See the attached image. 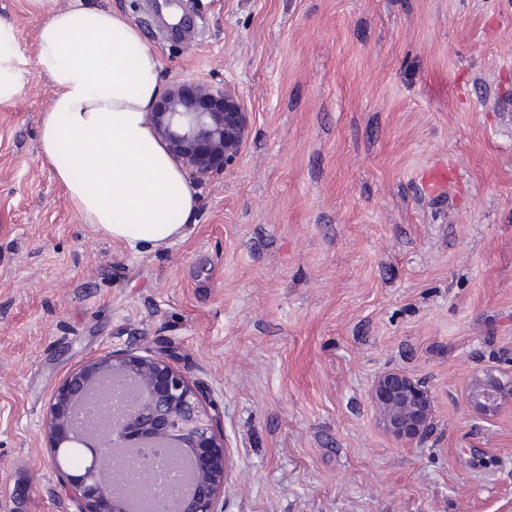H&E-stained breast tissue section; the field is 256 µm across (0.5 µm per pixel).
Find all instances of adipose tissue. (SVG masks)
<instances>
[{"label": "adipose tissue", "instance_id": "1", "mask_svg": "<svg viewBox=\"0 0 512 512\" xmlns=\"http://www.w3.org/2000/svg\"><path fill=\"white\" fill-rule=\"evenodd\" d=\"M27 2L45 21L32 58L0 23V107L24 94L33 72L47 75L54 97L41 151L75 211L137 252L184 239L198 190L149 121L163 92L156 52L129 19L95 0Z\"/></svg>", "mask_w": 512, "mask_h": 512}]
</instances>
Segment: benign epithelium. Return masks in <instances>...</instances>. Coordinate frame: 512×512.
Segmentation results:
<instances>
[{
	"instance_id": "obj_1",
	"label": "benign epithelium",
	"mask_w": 512,
	"mask_h": 512,
	"mask_svg": "<svg viewBox=\"0 0 512 512\" xmlns=\"http://www.w3.org/2000/svg\"><path fill=\"white\" fill-rule=\"evenodd\" d=\"M149 118L168 152L197 177L222 170L237 157L249 123L235 94L203 82L172 85ZM104 377L128 383L135 395L109 411L119 414L121 422L90 445L88 468L68 472L60 453L71 439L87 388ZM372 398L382 426L400 441L418 439L430 425L431 396L404 371L381 374ZM511 399L512 388L486 379L475 380L469 394L472 408L482 416ZM222 418L220 406L205 402L203 391L185 372L161 357L123 351L91 358L70 372L53 395L43 429L50 462L69 492L73 512H126L124 489L106 491L98 473L124 449L147 442L163 446L170 434L180 437L181 447L195 461L192 488L172 503L170 512H218L227 477Z\"/></svg>"
}]
</instances>
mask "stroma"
<instances>
[{"label":"stroma","instance_id":"stroma-1","mask_svg":"<svg viewBox=\"0 0 512 512\" xmlns=\"http://www.w3.org/2000/svg\"><path fill=\"white\" fill-rule=\"evenodd\" d=\"M164 85L234 89L239 156L197 179L183 240L136 252L72 209L40 150L50 79L0 108V512H73L43 433L52 393L112 351L173 358L224 412L220 512H512V0H104ZM34 56L41 19L0 0ZM454 169L431 192L423 173ZM429 391L421 439L376 378ZM372 398L382 426L400 441L418 439L430 425L433 415L431 396L404 371L381 374L375 382ZM511 399V387L501 382H489L486 378L475 379L469 394L472 408L482 416H491Z\"/></svg>","mask_w":512,"mask_h":512}]
</instances>
